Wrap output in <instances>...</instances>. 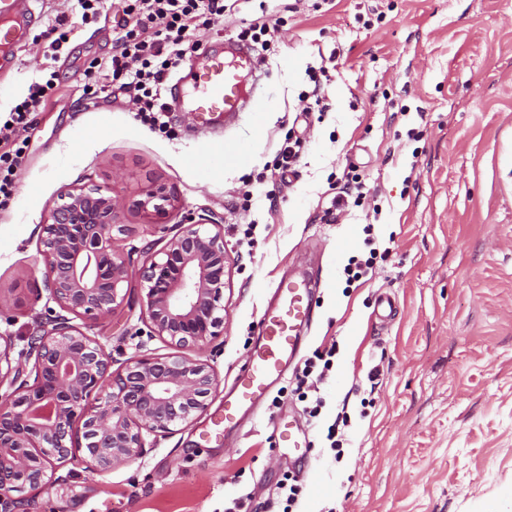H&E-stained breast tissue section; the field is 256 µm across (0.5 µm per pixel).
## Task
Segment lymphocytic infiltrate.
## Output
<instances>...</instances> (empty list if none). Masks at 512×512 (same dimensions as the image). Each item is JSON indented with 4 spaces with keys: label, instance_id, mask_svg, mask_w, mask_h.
<instances>
[{
    "label": "lymphocytic infiltrate",
    "instance_id": "lymphocytic-infiltrate-1",
    "mask_svg": "<svg viewBox=\"0 0 512 512\" xmlns=\"http://www.w3.org/2000/svg\"><path fill=\"white\" fill-rule=\"evenodd\" d=\"M123 22L114 38L109 62L90 61L86 74L96 81L121 82L134 89L135 117L152 130L171 134L169 109L162 93L167 77L187 53L195 49L197 29L211 26L224 14V0H118ZM56 74L29 86L0 121V210L12 203L27 147L26 132L56 86ZM333 350L314 352L295 377L299 398L310 399V417L323 406L321 385L333 368Z\"/></svg>",
    "mask_w": 512,
    "mask_h": 512
}]
</instances>
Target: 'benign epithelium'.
Wrapping results in <instances>:
<instances>
[{
	"label": "benign epithelium",
	"instance_id": "7a95c632",
	"mask_svg": "<svg viewBox=\"0 0 512 512\" xmlns=\"http://www.w3.org/2000/svg\"><path fill=\"white\" fill-rule=\"evenodd\" d=\"M163 184L132 206L146 215L168 213ZM116 197L85 187L62 192L40 225L44 290L61 313L40 321L15 351L0 336V512H31L21 495L62 479L75 461L98 473L139 458L147 438L190 426L220 385L207 359L182 351L203 348L224 333V288L232 262L224 225L187 215L165 247L142 249L140 314L146 336L176 349L144 350L112 369V354L86 332L88 324L129 304L130 253Z\"/></svg>",
	"mask_w": 512,
	"mask_h": 512
}]
</instances>
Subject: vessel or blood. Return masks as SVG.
I'll return each instance as SVG.
<instances>
[{"mask_svg":"<svg viewBox=\"0 0 512 512\" xmlns=\"http://www.w3.org/2000/svg\"><path fill=\"white\" fill-rule=\"evenodd\" d=\"M31 2L0 0V44L17 43L26 37L33 18ZM254 67L250 50L240 44L229 45L225 52L212 55L208 67L194 79L201 89L195 110L202 122H209L215 113L236 112L245 105L242 74ZM308 288L304 279L276 284L279 302L266 310L260 343L240 371L235 394L224 403L225 428L235 425L242 407L266 398L271 381L285 372L297 353L301 333L314 316Z\"/></svg>","mask_w":512,"mask_h":512,"instance_id":"1","label":"vessel or blood"}]
</instances>
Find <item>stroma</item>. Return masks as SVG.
<instances>
[{"label": "stroma", "instance_id": "stroma-1", "mask_svg": "<svg viewBox=\"0 0 512 512\" xmlns=\"http://www.w3.org/2000/svg\"><path fill=\"white\" fill-rule=\"evenodd\" d=\"M289 2L235 0L198 33L174 72L171 138L134 120L129 94L84 89L88 62L112 56L116 9L91 19L73 0H35L27 38L9 49L0 113L46 72L57 71L59 91L35 115L20 190L0 211V335L23 348L52 306L39 227L69 187L124 201L123 250L173 236L190 213L223 222L236 260L224 334L203 351L221 380L206 411L109 472L74 464L68 481L34 492L35 512H224L245 494L250 512H281L287 472L303 485L292 512H512V0H301L295 13ZM63 14L69 41L51 61L40 35ZM260 20L278 29L254 110L200 128L193 75ZM310 66L326 70L320 111L298 100ZM289 136L302 149L285 181H257ZM227 139L249 154L208 179L200 160ZM350 175L358 201L327 216ZM160 183L177 208L153 224L130 203ZM370 236L390 253L371 280L347 283L344 268ZM303 273L317 280L301 356L336 350L321 414L284 396L290 371L274 384L280 402L225 433L224 395L258 344L271 288ZM385 291L397 311L384 326L372 311ZM142 327L134 303L88 333L121 362ZM345 397L338 459L326 435ZM296 418L305 432L291 448L280 432Z\"/></svg>", "mask_w": 512, "mask_h": 512}]
</instances>
